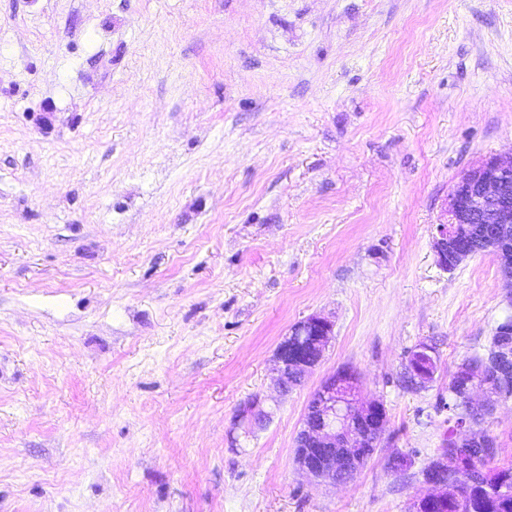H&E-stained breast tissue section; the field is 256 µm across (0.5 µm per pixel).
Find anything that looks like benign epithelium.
Listing matches in <instances>:
<instances>
[{"mask_svg": "<svg viewBox=\"0 0 512 512\" xmlns=\"http://www.w3.org/2000/svg\"><path fill=\"white\" fill-rule=\"evenodd\" d=\"M470 224L490 227L483 251L497 260L507 285L512 287V155L489 156L467 169L453 184L447 220L436 225L433 248L437 264L451 272L471 257V248L457 230ZM333 324L313 314L295 323L279 343L275 359L280 393L302 384L306 374L323 359ZM433 349L421 344L408 356L410 381L424 386L433 377ZM512 398V340L493 347L482 360V373L470 375L461 395L465 419L457 433V458L440 456L423 474L421 490L409 512H432L448 504V494L468 495L484 461L496 456L495 440L469 423L473 417L494 413L497 402ZM238 421L256 429L266 424L269 412L255 398L238 410ZM387 422L385 406L363 399L358 375L342 368L314 391L295 440L294 461L315 481L334 485L353 479L374 454Z\"/></svg>", "mask_w": 512, "mask_h": 512, "instance_id": "benign-epithelium-1", "label": "benign epithelium"}]
</instances>
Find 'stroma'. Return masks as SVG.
<instances>
[{"instance_id": "stroma-1", "label": "stroma", "mask_w": 512, "mask_h": 512, "mask_svg": "<svg viewBox=\"0 0 512 512\" xmlns=\"http://www.w3.org/2000/svg\"><path fill=\"white\" fill-rule=\"evenodd\" d=\"M510 154L512 0H0V512H408L512 313L434 227ZM315 313L324 358L280 394ZM343 367L388 421L318 485L295 439ZM483 427L511 464L512 399ZM332 328L333 324L328 319L317 314L309 315L291 327L275 353L280 393L286 394L301 385L306 374L322 361ZM303 337L308 338L309 350L296 349V339ZM421 358L427 359L425 368H420L415 365V361ZM434 366L435 356L433 349L426 344H421L409 354L406 364V371L410 381L413 384L418 386H425L433 377ZM236 418L239 422L247 424L251 429H257L266 424L269 412L262 406L261 401L255 398L238 410Z\"/></svg>"}]
</instances>
